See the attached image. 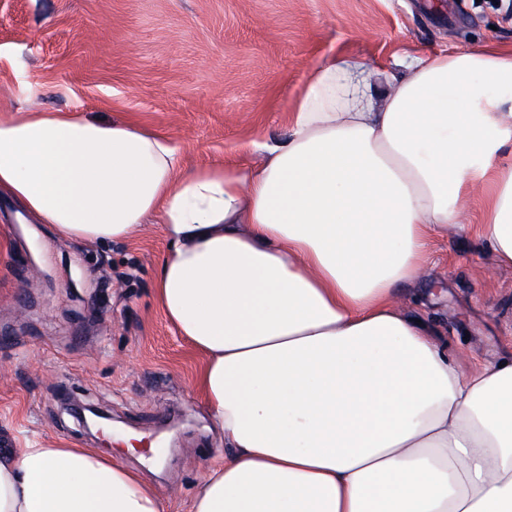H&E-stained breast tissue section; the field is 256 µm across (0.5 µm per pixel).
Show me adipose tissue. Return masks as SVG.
Listing matches in <instances>:
<instances>
[{
	"label": "adipose tissue",
	"instance_id": "obj_1",
	"mask_svg": "<svg viewBox=\"0 0 512 512\" xmlns=\"http://www.w3.org/2000/svg\"><path fill=\"white\" fill-rule=\"evenodd\" d=\"M185 175L168 139L0 117V196L66 242L163 225L156 298L224 435L191 512H512V358L467 373L401 290L479 209L512 266V48L318 62L285 136ZM0 512H163L120 456L0 451Z\"/></svg>",
	"mask_w": 512,
	"mask_h": 512
}]
</instances>
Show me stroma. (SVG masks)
<instances>
[{"instance_id":"obj_1","label":"stroma","mask_w":512,"mask_h":512,"mask_svg":"<svg viewBox=\"0 0 512 512\" xmlns=\"http://www.w3.org/2000/svg\"><path fill=\"white\" fill-rule=\"evenodd\" d=\"M512 47V0H0V114L39 101L166 136L185 170L247 162L240 143L284 132L310 68L349 52L390 61ZM0 200V445L24 436L123 453L164 505L188 512L224 436L197 382L201 353L155 296L162 225L127 240L61 242ZM469 228L430 244L409 315L435 325L463 371L512 357V267ZM143 435L136 453L88 435L66 404ZM181 433L158 469L149 443Z\"/></svg>"}]
</instances>
